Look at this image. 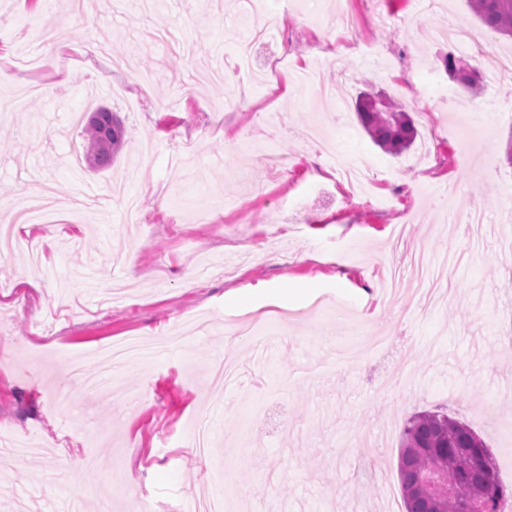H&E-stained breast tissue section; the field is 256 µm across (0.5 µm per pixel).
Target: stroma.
<instances>
[{"instance_id":"1","label":"stroma","mask_w":512,"mask_h":512,"mask_svg":"<svg viewBox=\"0 0 512 512\" xmlns=\"http://www.w3.org/2000/svg\"><path fill=\"white\" fill-rule=\"evenodd\" d=\"M273 38L252 46L254 76L232 69L257 18L246 0H86L57 43L65 0H0V92L16 109L0 122V204L50 184L62 200L94 190L102 210L35 226L42 267L74 275L67 295L24 252L0 257V281L30 280L19 304L0 303V512H132L146 494L156 512H189L203 486L226 484L237 512H405L397 474L407 421L442 412L483 440L498 479L512 488V38L488 32L467 0H262ZM468 29L466 53L483 66L478 97L459 91L449 50L433 37L447 19ZM125 57L112 71L86 59L87 42ZM53 52L32 73L39 94L11 67ZM342 83L350 97L385 93L404 104L416 139L398 156L376 147L352 103L320 95ZM125 127L118 166L97 173L82 124L97 106ZM286 115L266 126L262 112ZM196 151L176 169L186 140ZM495 169L485 172L484 155ZM391 178V201L370 203L340 180L336 156ZM279 156L287 173H277ZM141 221L127 225L123 202ZM405 225L411 247L444 257L451 288L381 292L379 280ZM129 302L104 306L127 277ZM277 285L291 302L272 306ZM248 295L252 309L224 305ZM61 306L48 343L31 322ZM203 336L160 349L122 373L112 395L90 393L71 355L157 335L178 318ZM253 321L251 335L237 333ZM411 353L405 387L387 375L379 339ZM42 355L37 372L12 364ZM224 358L232 384L211 382ZM209 425L208 456L191 428ZM79 455L70 470L62 457Z\"/></svg>"}]
</instances>
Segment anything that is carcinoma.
<instances>
[{
    "instance_id": "cac0c4a2",
    "label": "carcinoma",
    "mask_w": 512,
    "mask_h": 512,
    "mask_svg": "<svg viewBox=\"0 0 512 512\" xmlns=\"http://www.w3.org/2000/svg\"><path fill=\"white\" fill-rule=\"evenodd\" d=\"M471 11L487 30L512 36V0H468ZM450 75L464 87L479 90V67L468 59L448 56L444 61ZM359 120L371 140L384 152L398 155L410 149L415 130L406 112L393 101L360 92L356 98ZM86 159L99 169L112 166L123 139V125L114 112L96 111L88 121ZM443 467L455 474L453 493L437 505L411 481L415 475ZM399 476L406 512H463L473 497L477 483L488 487L487 512H499L506 495L498 483L484 442L464 422L446 414L421 413L403 430L399 455Z\"/></svg>"
}]
</instances>
